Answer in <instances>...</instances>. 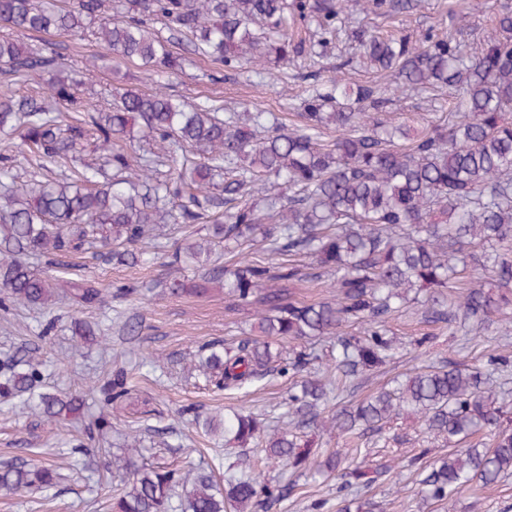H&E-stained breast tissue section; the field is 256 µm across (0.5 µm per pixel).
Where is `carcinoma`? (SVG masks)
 <instances>
[{
	"label": "carcinoma",
	"mask_w": 512,
	"mask_h": 512,
	"mask_svg": "<svg viewBox=\"0 0 512 512\" xmlns=\"http://www.w3.org/2000/svg\"><path fill=\"white\" fill-rule=\"evenodd\" d=\"M104 0H0V69L13 76L48 74L43 97L0 95V307L49 308L62 302L103 303L102 290L33 272L28 258L57 265L97 243L119 263L140 262L137 245L159 224H202L224 207V223L178 248L169 264H189L195 278L166 283L174 295H204L224 283L233 305L254 309L259 337L211 343L198 368L218 388L240 389L269 375L318 373L310 348L287 352L278 341L333 339L336 377L352 382L386 365L398 345L391 321L412 304L451 334L477 335L512 323V2L501 3L495 33L475 52L452 36H380L352 28L359 57L388 78L352 88L336 75L320 78L327 48L345 31L343 0H134L117 18H102ZM418 0H367L369 12L396 19ZM169 23L193 53L227 71L248 65L286 66L301 59L317 70L301 125L288 129L257 111L224 113L220 99L188 104L161 90L129 89L103 112H89L64 59L24 42L32 33L87 30L118 57L151 73L176 71L180 57L154 34L148 18ZM96 29H91L95 20ZM450 87L456 111L437 124H395L385 118L390 95ZM336 138H325L330 127ZM22 130L20 145L12 142ZM92 136L95 163L73 167ZM29 155L17 184L15 154ZM223 178L222 196L213 195ZM237 252L260 250L272 259L220 264L215 242ZM472 266L488 284L469 283L453 302L461 269ZM327 278L336 295L311 303L289 285ZM355 326L359 334L345 328ZM512 358L487 365L441 360L415 369L367 398L328 413L334 388L308 378L288 396L280 424L267 433L257 418L233 411L220 426L199 420L207 434L305 470L314 441L308 432L332 428L351 448L326 456L317 472L337 480L340 512H374L356 496L389 472L366 462L358 441L380 435L404 415L421 421L448 452L411 458L425 495L448 503L471 487L512 475V406L488 384L507 379ZM40 361L22 348L0 359V403L47 418L74 414L94 440L112 429V411L131 398L125 370L113 367L91 381L98 413H85L83 395L43 390ZM484 430L492 442L476 439ZM62 480L47 460L0 465V493L34 491ZM250 472L229 466L224 490L209 473L189 479L161 466L135 467L112 512H255L262 498H286Z\"/></svg>",
	"instance_id": "carcinoma-1"
}]
</instances>
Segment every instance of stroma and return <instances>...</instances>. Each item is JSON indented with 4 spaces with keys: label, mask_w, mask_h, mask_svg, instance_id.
<instances>
[{
    "label": "stroma",
    "mask_w": 512,
    "mask_h": 512,
    "mask_svg": "<svg viewBox=\"0 0 512 512\" xmlns=\"http://www.w3.org/2000/svg\"><path fill=\"white\" fill-rule=\"evenodd\" d=\"M365 0H346L345 16L350 25L379 30L404 28L419 38L436 25L455 29L468 49H475L491 33L499 0H420L419 8L401 21L384 20L363 13ZM32 45L47 55H60L74 68L82 70L85 93L94 108L109 106L118 88L162 89L190 102L219 98L236 112L259 110L272 113L280 122H294L302 109V100L310 81L308 70L296 65L282 72L270 68L265 78L249 74H230L223 67L192 55L186 39H178L175 51L188 61L182 71L168 76L147 78L136 64L116 60L93 35L76 40L69 35L50 32L32 37ZM451 90L400 94L388 108L393 121L428 123L454 111ZM68 272L74 279L96 281L101 287L134 283L137 293L119 303L124 318L137 321L135 333L112 324L105 340H87L73 332L72 323L101 320L100 308L84 309L63 305L43 312L0 309V357L28 344L37 347V357L44 364L48 386L66 394L86 388L87 375L101 369L105 356L125 366L133 390L131 399L112 416L107 446L112 457L131 458L136 465L166 466L179 472L191 469L211 471L216 481H223L228 463L260 474L269 486L295 482L288 499L268 503L264 512H337L336 481L313 471L294 476L277 460L266 455L240 454L225 447L223 441L204 435L181 417L183 407L208 414L243 408L253 412L265 425H275L285 410L294 376L277 377L259 383L247 392H224L209 384L192 364L201 347L212 340L238 341L251 334L246 312L230 311L221 288L196 296H173L165 289L166 281L177 276V268L154 260L133 267L104 261L89 253H74L68 258ZM54 328L47 337L39 331L45 320ZM400 345L388 373L370 371L354 386V399L375 392L387 375L411 369L417 351L413 342L426 338L429 357H445L466 364H485L490 353L501 344V333L492 328L472 340L433 329L420 315L407 313L392 323ZM151 426L142 446L129 447L127 426L132 421ZM81 430L80 420L66 418L50 421L44 417L12 412L0 405V462L15 458L39 459L47 456L59 466L62 481L39 492H24L0 497V512H108L112 485L122 484L124 476L113 472L111 480L101 477L105 457L90 452L72 456L71 440ZM424 426L400 419L385 428L382 436L371 438L368 458L376 465L390 466L386 479L369 489L368 494L380 505L381 512H442L440 506L424 501L407 463L420 449L434 447ZM455 512H512V476L501 479L482 491L465 490L456 496Z\"/></svg>",
    "instance_id": "35a3bbf8"
}]
</instances>
